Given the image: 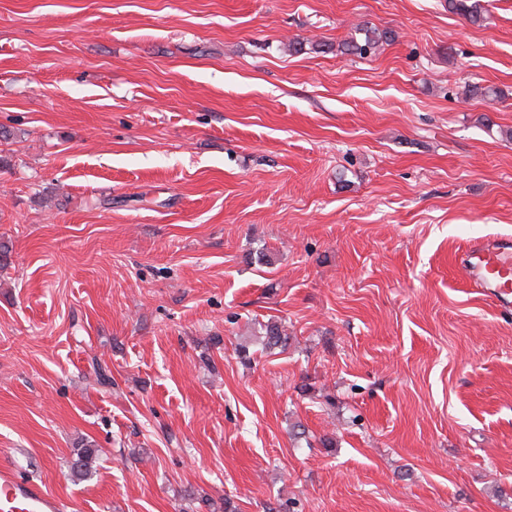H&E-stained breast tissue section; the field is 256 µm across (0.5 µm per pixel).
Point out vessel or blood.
I'll return each instance as SVG.
<instances>
[{
	"label": "vessel or blood",
	"instance_id": "1",
	"mask_svg": "<svg viewBox=\"0 0 512 512\" xmlns=\"http://www.w3.org/2000/svg\"><path fill=\"white\" fill-rule=\"evenodd\" d=\"M462 273L480 286L492 289L500 305H512V238L487 240L467 251L460 260ZM61 499L44 484L19 477L0 467V512H61Z\"/></svg>",
	"mask_w": 512,
	"mask_h": 512
}]
</instances>
